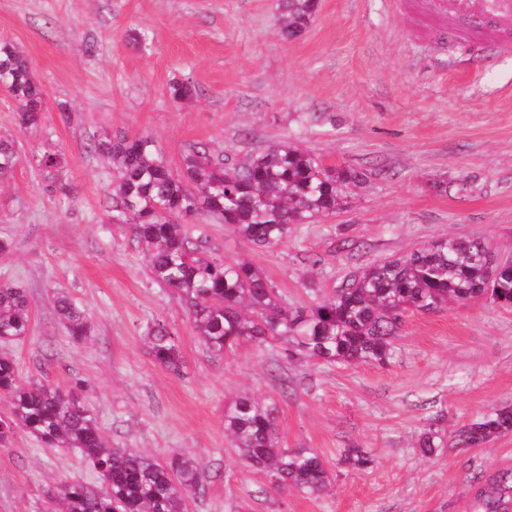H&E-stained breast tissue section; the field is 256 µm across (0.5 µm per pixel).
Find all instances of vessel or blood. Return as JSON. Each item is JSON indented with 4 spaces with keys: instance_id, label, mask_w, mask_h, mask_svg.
I'll use <instances>...</instances> for the list:
<instances>
[{
    "instance_id": "vessel-or-blood-1",
    "label": "vessel or blood",
    "mask_w": 512,
    "mask_h": 512,
    "mask_svg": "<svg viewBox=\"0 0 512 512\" xmlns=\"http://www.w3.org/2000/svg\"><path fill=\"white\" fill-rule=\"evenodd\" d=\"M419 6L438 18L441 36L478 39L489 54L512 46V0H419Z\"/></svg>"
}]
</instances>
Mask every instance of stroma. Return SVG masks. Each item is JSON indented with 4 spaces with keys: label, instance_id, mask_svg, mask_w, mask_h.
Masks as SVG:
<instances>
[{
    "label": "stroma",
    "instance_id": "1",
    "mask_svg": "<svg viewBox=\"0 0 512 512\" xmlns=\"http://www.w3.org/2000/svg\"><path fill=\"white\" fill-rule=\"evenodd\" d=\"M281 0H0V41L31 60L45 93L38 127L19 125L0 88V136L16 141L0 184V283L24 288L27 336L0 342L22 381L67 387L106 440L157 461L200 463L188 512H466L473 478L512 466V434L455 448L464 424L512 404V308L481 299L408 312L387 365L325 364L285 347L241 342L215 357L181 303L154 281L130 225L112 222V167L88 152L102 133L153 138L179 166L207 148L227 165L288 141L324 164L361 173L336 213L294 225L259 247L207 213L186 222L210 256L250 261L285 305L332 295L354 272L447 237L479 239L512 255V52L469 61L428 19L390 14L385 0H319L313 22L286 38ZM192 100L173 102L172 81ZM60 151L52 177L40 167ZM64 296L92 333L71 339L55 306ZM166 321L183 356L160 366L143 337ZM247 392L276 401L283 447L325 462L330 492L279 491L240 465L224 408ZM437 432L424 456L418 440ZM373 462L345 464L349 449ZM66 480L98 486L76 450L17 432L0 447V512H50L46 492Z\"/></svg>",
    "mask_w": 512,
    "mask_h": 512
}]
</instances>
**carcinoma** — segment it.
Masks as SVG:
<instances>
[{
	"label": "carcinoma",
	"instance_id": "cac0c4a2",
	"mask_svg": "<svg viewBox=\"0 0 512 512\" xmlns=\"http://www.w3.org/2000/svg\"><path fill=\"white\" fill-rule=\"evenodd\" d=\"M282 32L294 36L314 20L317 0H283ZM0 86L19 108L21 127H36L44 99L31 62L16 46L0 42ZM170 97L188 101L195 87L188 81L169 85ZM90 151L109 159L116 172L112 218L132 226L150 253L154 278L178 294L200 342L214 356L241 341L257 346L282 341L326 363L385 365L394 356V340L409 310L438 312L452 304L488 298L512 307V261L493 265L477 242L450 237L367 266L343 282L334 294L309 307L290 309L264 273L244 262L205 255L202 241L190 236L181 219L201 211L224 219L244 239L277 246L291 226L336 212L346 203L359 173L333 168L288 141L233 166L213 162L192 150L175 172L156 152L149 136L93 139ZM16 161L14 141L0 138V181L10 177ZM56 309L76 339L87 335L84 312L64 296ZM31 325L24 289L0 284V341L26 336ZM160 366L179 373L180 347L164 321L145 336ZM0 445L25 430L54 448H75L97 469L100 486L61 481L47 497L61 512H187L199 484V467L189 456L159 463L128 448L109 446L94 418L81 403L78 388L67 390L36 381L23 382L14 361L0 356ZM275 404L248 395L224 411V431L246 468L265 471L278 490L319 495L329 485L320 455L312 450L280 447ZM512 434V405H505L458 429L455 447L470 449ZM347 461L364 470L372 456L352 448ZM477 488L468 512H512V468L475 477Z\"/></svg>",
	"mask_w": 512,
	"mask_h": 512
}]
</instances>
